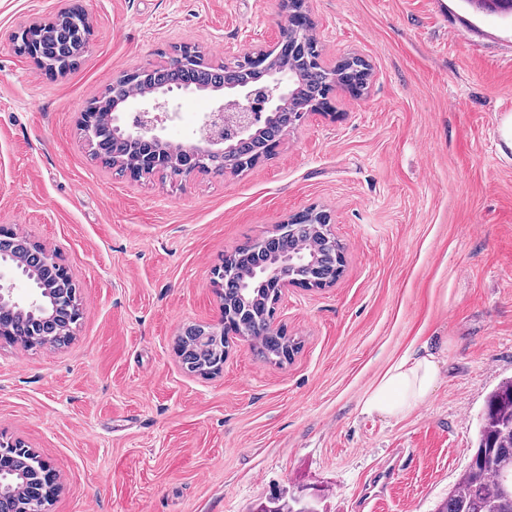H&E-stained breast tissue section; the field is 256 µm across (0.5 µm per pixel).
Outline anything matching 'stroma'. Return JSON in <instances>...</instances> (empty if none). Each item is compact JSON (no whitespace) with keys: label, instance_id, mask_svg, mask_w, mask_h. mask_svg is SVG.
Returning a JSON list of instances; mask_svg holds the SVG:
<instances>
[{"label":"stroma","instance_id":"obj_1","mask_svg":"<svg viewBox=\"0 0 512 512\" xmlns=\"http://www.w3.org/2000/svg\"><path fill=\"white\" fill-rule=\"evenodd\" d=\"M81 3L88 47L51 80L12 42L69 0H0V225L55 253L82 308L64 345L0 341V435L58 471L49 512H255L314 493L319 512H435L512 380V24L461 0H307L324 65L363 57L366 94L336 93L241 174L133 179L92 156L85 104L185 43L234 61L287 18L279 0ZM170 99L177 143L224 102ZM310 207L330 213L345 266L284 292L274 324L298 342L292 360L233 337L221 373H187L174 340L219 324L215 267ZM425 343L442 359L429 399L398 422L359 414Z\"/></svg>","mask_w":512,"mask_h":512}]
</instances>
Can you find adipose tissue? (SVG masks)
Here are the masks:
<instances>
[{"label": "adipose tissue", "instance_id": "adipose-tissue-1", "mask_svg": "<svg viewBox=\"0 0 512 512\" xmlns=\"http://www.w3.org/2000/svg\"><path fill=\"white\" fill-rule=\"evenodd\" d=\"M437 379L436 357L429 346H421L387 368L361 398L360 412L401 421L427 400Z\"/></svg>", "mask_w": 512, "mask_h": 512}]
</instances>
